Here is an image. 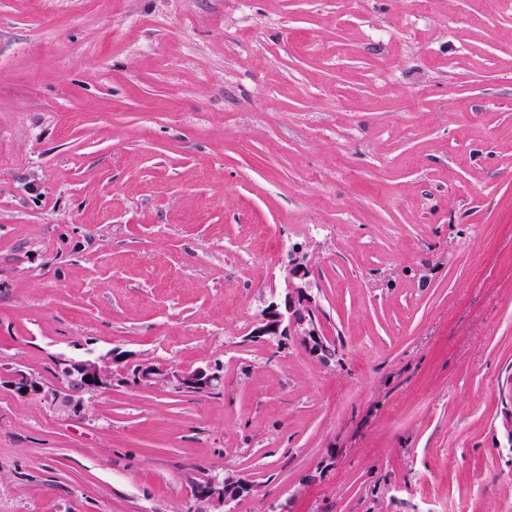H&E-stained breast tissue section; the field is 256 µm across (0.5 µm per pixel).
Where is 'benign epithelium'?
<instances>
[{
	"instance_id": "benign-epithelium-1",
	"label": "benign epithelium",
	"mask_w": 512,
	"mask_h": 512,
	"mask_svg": "<svg viewBox=\"0 0 512 512\" xmlns=\"http://www.w3.org/2000/svg\"><path fill=\"white\" fill-rule=\"evenodd\" d=\"M283 292L273 297L263 310L259 325L254 330L257 337L295 336L310 352L324 356L326 345L318 335L313 322L306 318L307 291L311 288L310 263L307 254L296 247L288 255L285 266ZM64 373L80 382L82 389L102 391L117 381V373L125 374L124 380L137 385L150 386L163 383L177 390L205 391L221 380L220 367L206 365L194 369H178L153 359L135 357L112 350L91 358L74 361L62 360ZM92 381H86V378ZM11 385L17 393L40 394L43 387L30 375L16 371ZM248 486L240 480L225 478L213 480L194 489L199 500H207L221 507L247 491Z\"/></svg>"
}]
</instances>
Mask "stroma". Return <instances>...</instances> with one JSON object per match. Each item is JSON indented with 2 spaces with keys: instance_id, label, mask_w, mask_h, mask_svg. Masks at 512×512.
<instances>
[{
  "instance_id": "35a3bbf8",
  "label": "stroma",
  "mask_w": 512,
  "mask_h": 512,
  "mask_svg": "<svg viewBox=\"0 0 512 512\" xmlns=\"http://www.w3.org/2000/svg\"><path fill=\"white\" fill-rule=\"evenodd\" d=\"M295 246L327 364L253 334ZM115 348L222 380L79 394ZM216 476L512 512V0H0V512Z\"/></svg>"
}]
</instances>
